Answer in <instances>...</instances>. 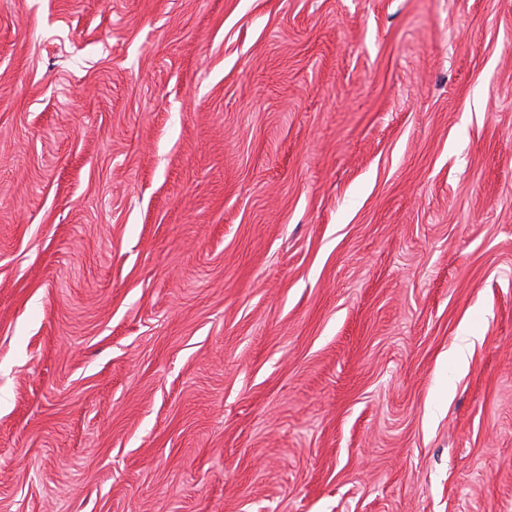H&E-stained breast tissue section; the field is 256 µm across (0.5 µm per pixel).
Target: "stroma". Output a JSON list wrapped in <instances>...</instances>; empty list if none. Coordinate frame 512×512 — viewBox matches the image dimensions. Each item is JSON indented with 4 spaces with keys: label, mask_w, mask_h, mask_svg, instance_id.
<instances>
[{
    "label": "stroma",
    "mask_w": 512,
    "mask_h": 512,
    "mask_svg": "<svg viewBox=\"0 0 512 512\" xmlns=\"http://www.w3.org/2000/svg\"><path fill=\"white\" fill-rule=\"evenodd\" d=\"M0 512H512V0H0Z\"/></svg>",
    "instance_id": "stroma-1"
}]
</instances>
